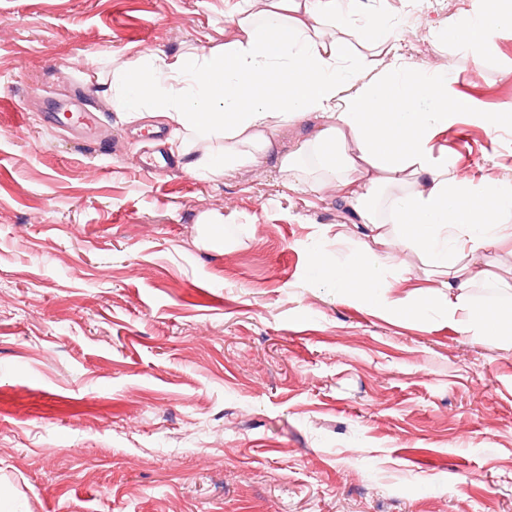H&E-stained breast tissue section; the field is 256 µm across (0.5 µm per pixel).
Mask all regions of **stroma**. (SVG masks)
<instances>
[{"instance_id": "35a3bbf8", "label": "stroma", "mask_w": 512, "mask_h": 512, "mask_svg": "<svg viewBox=\"0 0 512 512\" xmlns=\"http://www.w3.org/2000/svg\"><path fill=\"white\" fill-rule=\"evenodd\" d=\"M237 0H0V492L23 512H512V346L450 325L441 278L382 249L429 314L400 322L310 278L363 228L274 149L219 178L152 144L97 92L138 51L232 39ZM475 0H417L399 54L450 63L469 99L432 140L460 175L512 177V34L439 51ZM82 99L87 134L60 118ZM57 113L58 121L47 118ZM223 223V233L211 226ZM472 302L512 304V244Z\"/></svg>"}]
</instances>
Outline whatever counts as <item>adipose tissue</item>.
I'll use <instances>...</instances> for the list:
<instances>
[{
	"instance_id": "obj_1",
	"label": "adipose tissue",
	"mask_w": 512,
	"mask_h": 512,
	"mask_svg": "<svg viewBox=\"0 0 512 512\" xmlns=\"http://www.w3.org/2000/svg\"><path fill=\"white\" fill-rule=\"evenodd\" d=\"M407 20L368 0H277L242 8L235 37L207 51L137 52L113 66L104 92L114 111L165 120L166 142L185 169L205 177L270 151L301 118L318 128L280 161L299 187L331 188L366 229L347 260L312 247L311 274L367 308L408 321L425 304L396 294L379 247L421 253L449 280V323L512 344V310H481L466 293L489 253L512 241V181L473 186L430 143L469 101L449 95L448 64L425 67L398 54ZM512 30V0H479L433 29L438 48L467 47ZM466 265H458V257Z\"/></svg>"
}]
</instances>
